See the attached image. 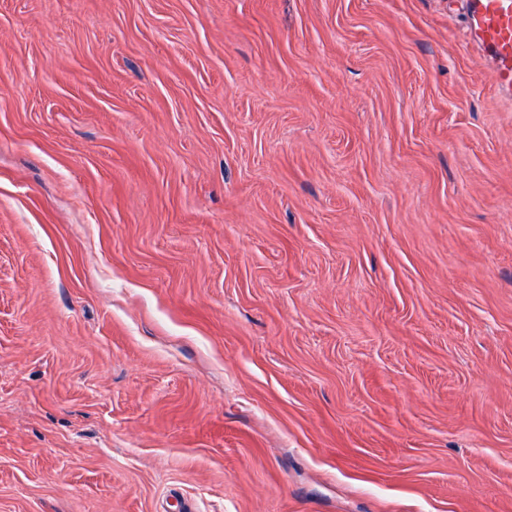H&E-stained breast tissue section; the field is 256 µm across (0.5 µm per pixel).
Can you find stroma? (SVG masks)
I'll return each mask as SVG.
<instances>
[{
  "label": "stroma",
  "instance_id": "stroma-1",
  "mask_svg": "<svg viewBox=\"0 0 512 512\" xmlns=\"http://www.w3.org/2000/svg\"><path fill=\"white\" fill-rule=\"evenodd\" d=\"M0 512H512L458 0H0Z\"/></svg>",
  "mask_w": 512,
  "mask_h": 512
}]
</instances>
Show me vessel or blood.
<instances>
[{"label": "vessel or blood", "instance_id": "obj_1", "mask_svg": "<svg viewBox=\"0 0 512 512\" xmlns=\"http://www.w3.org/2000/svg\"><path fill=\"white\" fill-rule=\"evenodd\" d=\"M469 41L486 58L492 81L512 96V0H464Z\"/></svg>", "mask_w": 512, "mask_h": 512}]
</instances>
